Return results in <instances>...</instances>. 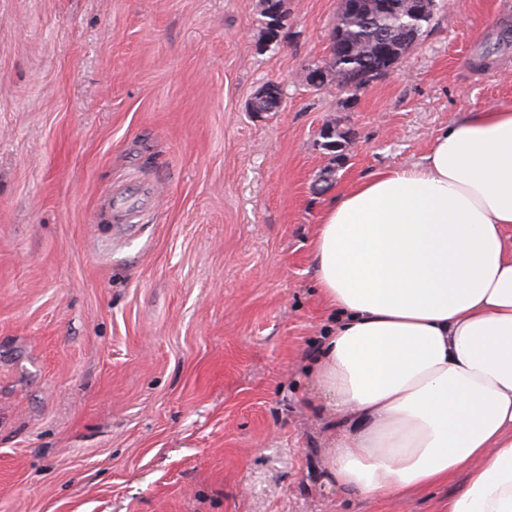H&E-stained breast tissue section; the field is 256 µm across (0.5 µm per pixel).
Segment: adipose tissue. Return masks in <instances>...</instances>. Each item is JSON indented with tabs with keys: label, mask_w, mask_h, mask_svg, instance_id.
Wrapping results in <instances>:
<instances>
[{
	"label": "adipose tissue",
	"mask_w": 512,
	"mask_h": 512,
	"mask_svg": "<svg viewBox=\"0 0 512 512\" xmlns=\"http://www.w3.org/2000/svg\"><path fill=\"white\" fill-rule=\"evenodd\" d=\"M312 267L335 314L316 388L344 426L326 482L388 499L461 474L443 512H512V105L335 199Z\"/></svg>",
	"instance_id": "obj_1"
}]
</instances>
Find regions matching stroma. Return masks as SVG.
<instances>
[{
  "mask_svg": "<svg viewBox=\"0 0 512 512\" xmlns=\"http://www.w3.org/2000/svg\"><path fill=\"white\" fill-rule=\"evenodd\" d=\"M340 0H0V512H441L326 485L323 208L512 104V0H440L393 73L306 84ZM283 89L274 112L250 102ZM346 135L332 165L320 131Z\"/></svg>",
  "mask_w": 512,
  "mask_h": 512,
  "instance_id": "obj_1",
  "label": "stroma"
}]
</instances>
